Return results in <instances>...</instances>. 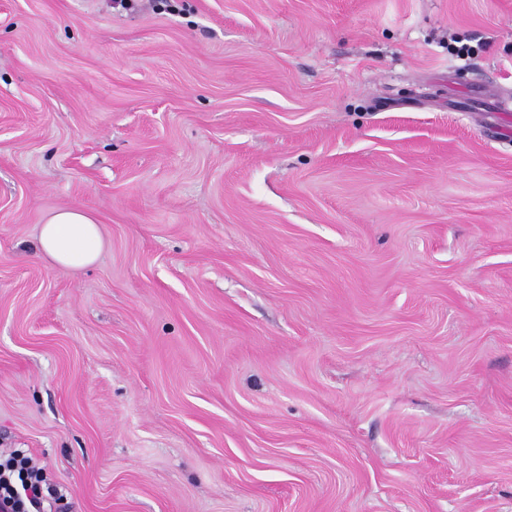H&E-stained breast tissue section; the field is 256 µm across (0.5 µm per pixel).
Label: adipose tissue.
<instances>
[{"mask_svg": "<svg viewBox=\"0 0 512 512\" xmlns=\"http://www.w3.org/2000/svg\"><path fill=\"white\" fill-rule=\"evenodd\" d=\"M103 246L102 225L81 209H59L39 228L40 254L65 269L80 270L94 264Z\"/></svg>", "mask_w": 512, "mask_h": 512, "instance_id": "adipose-tissue-1", "label": "adipose tissue"}]
</instances>
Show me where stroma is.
I'll list each match as a JSON object with an SVG mask.
<instances>
[{"instance_id": "stroma-1", "label": "stroma", "mask_w": 512, "mask_h": 512, "mask_svg": "<svg viewBox=\"0 0 512 512\" xmlns=\"http://www.w3.org/2000/svg\"><path fill=\"white\" fill-rule=\"evenodd\" d=\"M13 448L66 512H512V0H0ZM102 225L87 211L59 209L40 225L38 250L59 267L84 269L96 262L103 249Z\"/></svg>"}]
</instances>
